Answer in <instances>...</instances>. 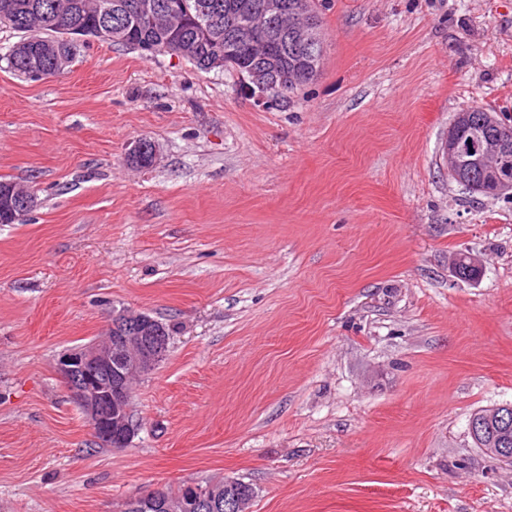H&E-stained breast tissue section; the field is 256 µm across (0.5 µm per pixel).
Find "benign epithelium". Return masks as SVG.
<instances>
[{"label":"benign epithelium","instance_id":"benign-epithelium-1","mask_svg":"<svg viewBox=\"0 0 512 512\" xmlns=\"http://www.w3.org/2000/svg\"><path fill=\"white\" fill-rule=\"evenodd\" d=\"M182 2L171 0L159 6L156 0H138L137 12L152 26L167 17L175 20L181 15ZM300 23L291 30L295 43L301 47L311 44L316 37L317 26L313 13L306 7L299 10ZM107 36L114 41L128 42L120 29L107 25L79 28L64 35L76 43L96 41ZM275 60L268 59L267 68L250 73L249 80L261 95L266 96L272 89L280 92L288 86L285 76L274 67ZM473 152L472 160L481 165L488 158L503 155L502 142L494 137L475 138L469 143L458 141L448 135L444 159L448 171L457 170L461 156ZM158 149L147 140L136 141L127 152V161L135 166L144 160H156ZM9 203H18L31 212L38 205L36 195L27 187L11 183L0 188V196ZM170 339L165 336L162 324L144 312H121L112 316L106 340L102 343H89L66 350L55 364V370L65 385L70 398L81 409L100 448H124L137 431V425L130 417L128 403L131 391L128 379L138 378L152 372L165 358ZM490 421H508V414L495 408L475 416L470 423V431L479 437L484 424ZM481 450L489 457L503 458L508 449L503 447L501 436H492L479 441ZM196 502L208 512H215L218 494L210 486L195 487ZM225 512H247L245 497L232 481L224 483Z\"/></svg>","mask_w":512,"mask_h":512}]
</instances>
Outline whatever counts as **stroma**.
Masks as SVG:
<instances>
[{"mask_svg":"<svg viewBox=\"0 0 512 512\" xmlns=\"http://www.w3.org/2000/svg\"><path fill=\"white\" fill-rule=\"evenodd\" d=\"M318 10L320 71L277 101L98 41L25 79L0 24V176L38 200L0 224V512L223 476L249 512H512V464L469 433L512 403V202L442 157L455 113L512 115V0ZM122 310L177 331L131 442L97 448L55 364ZM467 183L458 182L452 175H448L454 182L463 185L472 193H478L487 197H499L501 195L497 192V182L494 177V172L481 168L469 169L466 172Z\"/></svg>","mask_w":512,"mask_h":512,"instance_id":"obj_1","label":"stroma"}]
</instances>
